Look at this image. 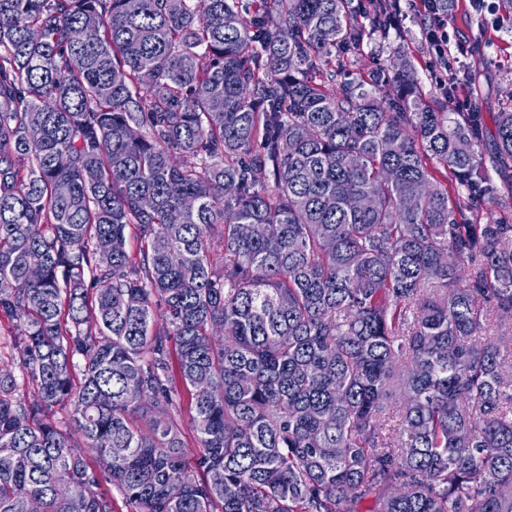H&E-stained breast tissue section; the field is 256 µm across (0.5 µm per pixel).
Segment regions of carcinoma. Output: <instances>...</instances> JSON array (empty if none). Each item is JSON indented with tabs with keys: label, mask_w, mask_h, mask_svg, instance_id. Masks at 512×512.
<instances>
[{
	"label": "carcinoma",
	"mask_w": 512,
	"mask_h": 512,
	"mask_svg": "<svg viewBox=\"0 0 512 512\" xmlns=\"http://www.w3.org/2000/svg\"><path fill=\"white\" fill-rule=\"evenodd\" d=\"M365 36L0 0V512H512V222L473 208L512 209V108L429 104L407 53L337 81Z\"/></svg>",
	"instance_id": "cac0c4a2"
}]
</instances>
